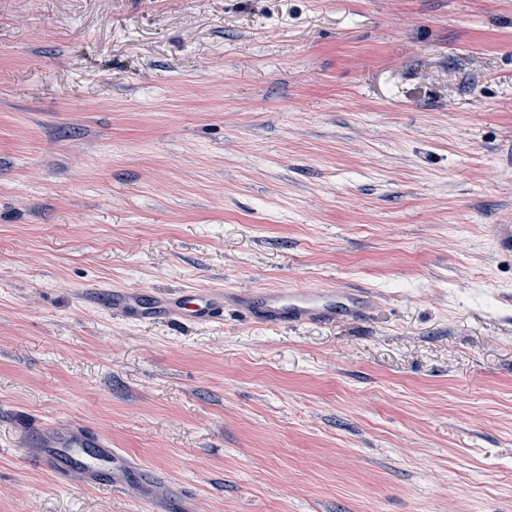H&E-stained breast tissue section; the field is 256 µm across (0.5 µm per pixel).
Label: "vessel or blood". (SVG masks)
<instances>
[{
	"label": "vessel or blood",
	"mask_w": 512,
	"mask_h": 512,
	"mask_svg": "<svg viewBox=\"0 0 512 512\" xmlns=\"http://www.w3.org/2000/svg\"><path fill=\"white\" fill-rule=\"evenodd\" d=\"M114 316L128 321L163 320L210 323L233 304L257 322L271 325L329 323L337 316H361L375 303L364 288H273L259 293L217 288L171 294H144L115 288L103 295ZM29 453L59 480L79 477L89 487L111 491L134 489L139 499L159 512H192L185 500L160 494L164 480L122 449L113 447L90 427L75 421L47 425L34 433Z\"/></svg>",
	"instance_id": "vessel-or-blood-1"
}]
</instances>
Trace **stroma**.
<instances>
[{"instance_id":"obj_1","label":"stroma","mask_w":512,"mask_h":512,"mask_svg":"<svg viewBox=\"0 0 512 512\" xmlns=\"http://www.w3.org/2000/svg\"><path fill=\"white\" fill-rule=\"evenodd\" d=\"M66 420L195 512H512V0H0V512H146L34 464ZM112 315L128 321L163 320L210 323L231 303L259 323L302 325L329 323L338 315L362 316L375 303L365 288H273L259 293L209 288L171 294L114 288L103 293Z\"/></svg>"}]
</instances>
